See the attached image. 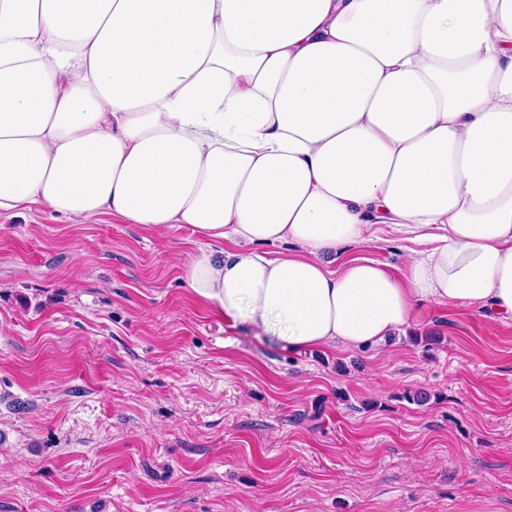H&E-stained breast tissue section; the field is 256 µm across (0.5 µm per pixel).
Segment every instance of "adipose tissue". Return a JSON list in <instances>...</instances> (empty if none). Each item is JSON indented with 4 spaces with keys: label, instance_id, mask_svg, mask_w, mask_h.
I'll return each mask as SVG.
<instances>
[{
    "label": "adipose tissue",
    "instance_id": "adipose-tissue-1",
    "mask_svg": "<svg viewBox=\"0 0 512 512\" xmlns=\"http://www.w3.org/2000/svg\"><path fill=\"white\" fill-rule=\"evenodd\" d=\"M32 205L230 241L184 280L292 353L512 321V0H0V212ZM381 225L403 276L332 267Z\"/></svg>",
    "mask_w": 512,
    "mask_h": 512
}]
</instances>
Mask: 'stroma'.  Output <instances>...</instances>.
Wrapping results in <instances>:
<instances>
[{
  "mask_svg": "<svg viewBox=\"0 0 512 512\" xmlns=\"http://www.w3.org/2000/svg\"><path fill=\"white\" fill-rule=\"evenodd\" d=\"M201 244L0 215V512H512V321L292 354L187 287Z\"/></svg>",
  "mask_w": 512,
  "mask_h": 512,
  "instance_id": "1",
  "label": "stroma"
}]
</instances>
